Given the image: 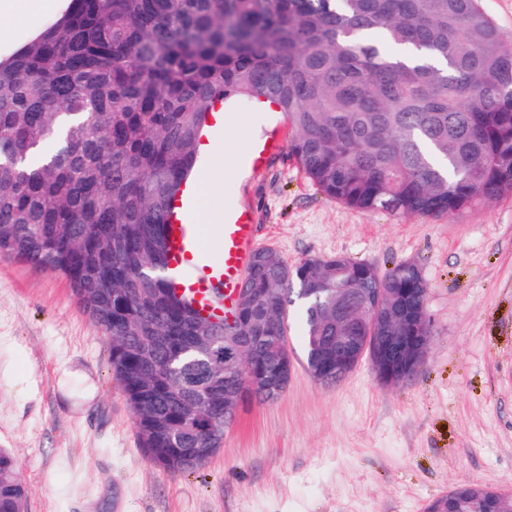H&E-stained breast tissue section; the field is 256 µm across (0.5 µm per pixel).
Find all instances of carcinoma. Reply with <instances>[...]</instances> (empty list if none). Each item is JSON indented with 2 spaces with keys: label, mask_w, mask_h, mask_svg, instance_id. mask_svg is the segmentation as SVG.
Listing matches in <instances>:
<instances>
[{
  "label": "carcinoma",
  "mask_w": 512,
  "mask_h": 512,
  "mask_svg": "<svg viewBox=\"0 0 512 512\" xmlns=\"http://www.w3.org/2000/svg\"><path fill=\"white\" fill-rule=\"evenodd\" d=\"M263 98L289 153L351 208L442 217L512 194V48L481 0H71L0 61V256L59 272L111 342L112 371L145 456L180 474L224 444L231 387L200 344L224 336L174 291L152 246L196 164L214 106ZM351 288L418 312L422 271L380 276L348 257L290 265L255 251L234 330L247 372L304 328L312 370L336 303L289 288ZM25 488L0 448V512Z\"/></svg>",
  "instance_id": "obj_1"
}]
</instances>
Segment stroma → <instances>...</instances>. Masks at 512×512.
I'll list each match as a JSON object with an SVG mask.
<instances>
[{"label": "stroma", "mask_w": 512, "mask_h": 512, "mask_svg": "<svg viewBox=\"0 0 512 512\" xmlns=\"http://www.w3.org/2000/svg\"><path fill=\"white\" fill-rule=\"evenodd\" d=\"M251 143L237 165L196 166L215 228L247 214L286 262L343 255L379 274L417 264L431 340L416 372L382 383L369 360L338 386L295 363L272 403L246 399L224 445L177 477L140 447L110 343L67 279L0 256V448L25 512H424L462 481L512 491V195L452 217L402 219L326 197L288 149L280 112L229 101Z\"/></svg>", "instance_id": "stroma-1"}]
</instances>
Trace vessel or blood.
<instances>
[{"mask_svg": "<svg viewBox=\"0 0 512 512\" xmlns=\"http://www.w3.org/2000/svg\"><path fill=\"white\" fill-rule=\"evenodd\" d=\"M166 236L175 287L202 313L231 318L257 247L253 225L244 219L225 225L223 255L216 264L202 256L197 244V227L188 223L183 203H176L166 226Z\"/></svg>", "mask_w": 512, "mask_h": 512, "instance_id": "1", "label": "vessel or blood"}]
</instances>
